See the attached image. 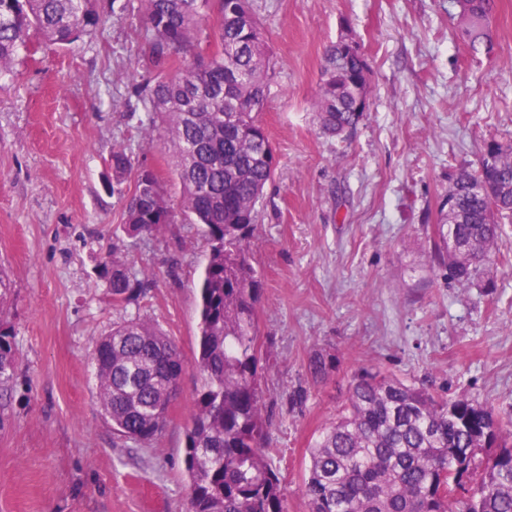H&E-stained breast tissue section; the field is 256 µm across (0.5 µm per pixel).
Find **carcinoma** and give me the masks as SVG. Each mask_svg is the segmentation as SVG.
<instances>
[{
    "mask_svg": "<svg viewBox=\"0 0 512 512\" xmlns=\"http://www.w3.org/2000/svg\"><path fill=\"white\" fill-rule=\"evenodd\" d=\"M494 0H448L462 39L490 38ZM142 47L154 78L138 102L146 133L162 125L174 159L180 209L149 167L112 151V178L133 177L123 227L160 233L183 216L203 226L208 254L200 290V378L186 431L188 512H284L273 455L265 447L258 312L263 280L252 250L257 204L277 161L258 120L266 96L268 47L251 0H141ZM112 21L96 0H0V73L12 68L30 32L67 47ZM327 49L317 87V120L328 137H347L369 107L371 84L359 48ZM454 208L441 207L431 258L448 279L474 281L496 254L500 224L512 220V144H486L478 168L461 169ZM112 302H137L151 287L144 270L103 257ZM100 407L123 440L149 444L163 431L185 365L171 339L139 317L94 341ZM11 335L0 330V379L14 367ZM336 370L316 352L315 384ZM308 512H512V430L486 404L448 398L425 384L360 368L345 406L308 448Z\"/></svg>",
    "mask_w": 512,
    "mask_h": 512,
    "instance_id": "cac0c4a2",
    "label": "carcinoma"
}]
</instances>
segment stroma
<instances>
[{
	"instance_id": "obj_1",
	"label": "stroma",
	"mask_w": 512,
	"mask_h": 512,
	"mask_svg": "<svg viewBox=\"0 0 512 512\" xmlns=\"http://www.w3.org/2000/svg\"><path fill=\"white\" fill-rule=\"evenodd\" d=\"M448 0H252L272 70L260 120L275 149L254 249L265 290L268 446L286 512H307L308 448L362 366L427 380L486 404L512 426V222L496 258L460 285L432 268L431 225L457 170L487 143H512V0H495L492 42L471 50ZM102 32L61 47L31 33L0 76V322L16 351L0 385V512H187L188 412L200 386L198 224L128 236L109 160L124 147L154 169L172 203L171 158L130 113L137 105L140 0H97ZM355 42L369 110L345 140L325 137L315 93L325 50ZM154 144H147V137ZM120 247L154 286L116 306L97 265ZM139 317L184 361L180 395L151 444L118 440L96 399L95 337ZM336 370L313 384L315 352ZM298 388L300 408L288 407Z\"/></svg>"
}]
</instances>
